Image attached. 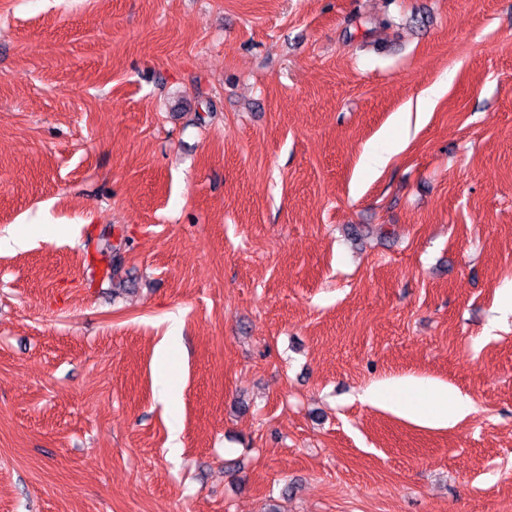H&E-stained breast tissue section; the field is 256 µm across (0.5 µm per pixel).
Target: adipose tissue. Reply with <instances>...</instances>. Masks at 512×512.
<instances>
[{
    "label": "adipose tissue",
    "instance_id": "obj_1",
    "mask_svg": "<svg viewBox=\"0 0 512 512\" xmlns=\"http://www.w3.org/2000/svg\"><path fill=\"white\" fill-rule=\"evenodd\" d=\"M364 399L378 408L432 428L448 427L469 410L468 401L447 383L417 377L373 384L366 390Z\"/></svg>",
    "mask_w": 512,
    "mask_h": 512
}]
</instances>
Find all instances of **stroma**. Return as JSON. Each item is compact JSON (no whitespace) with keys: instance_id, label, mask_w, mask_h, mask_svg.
<instances>
[{"instance_id":"1","label":"stroma","mask_w":512,"mask_h":512,"mask_svg":"<svg viewBox=\"0 0 512 512\" xmlns=\"http://www.w3.org/2000/svg\"><path fill=\"white\" fill-rule=\"evenodd\" d=\"M13 234L0 512H512V0H0ZM170 336H165L164 340H162L157 346L156 350V360L159 368V396L162 400H166L168 397V375L172 369L170 363L169 349L166 344V339ZM364 400L432 428H447L469 410L468 401L447 383L417 377L396 383L373 384L365 391Z\"/></svg>"}]
</instances>
